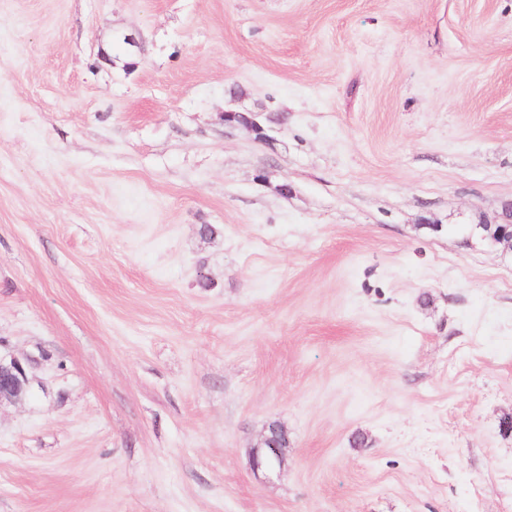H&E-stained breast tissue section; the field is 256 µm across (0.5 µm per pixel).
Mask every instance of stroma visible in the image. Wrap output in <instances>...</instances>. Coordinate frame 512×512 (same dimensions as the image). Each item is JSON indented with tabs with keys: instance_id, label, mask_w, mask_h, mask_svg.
<instances>
[{
	"instance_id": "stroma-1",
	"label": "stroma",
	"mask_w": 512,
	"mask_h": 512,
	"mask_svg": "<svg viewBox=\"0 0 512 512\" xmlns=\"http://www.w3.org/2000/svg\"><path fill=\"white\" fill-rule=\"evenodd\" d=\"M509 200L512 0H0V512H512ZM503 222L496 224L497 227L491 231L492 224L485 226L494 243L512 249V201L504 204L502 212ZM39 359L31 354H0V403L25 399L33 389L31 369ZM270 430L273 435L265 434L250 455V466L256 473L259 471L273 472L285 464L283 440L277 436L276 426L273 425Z\"/></svg>"
}]
</instances>
